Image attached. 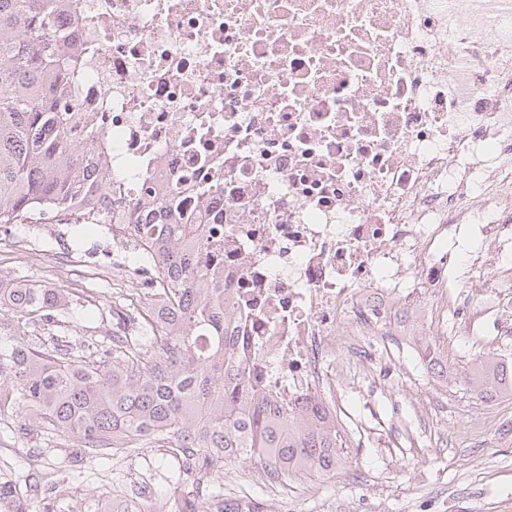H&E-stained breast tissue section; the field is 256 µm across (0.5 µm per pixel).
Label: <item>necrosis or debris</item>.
Instances as JSON below:
<instances>
[{
  "label": "necrosis or debris",
  "instance_id": "obj_1",
  "mask_svg": "<svg viewBox=\"0 0 512 512\" xmlns=\"http://www.w3.org/2000/svg\"><path fill=\"white\" fill-rule=\"evenodd\" d=\"M66 92L112 141L106 201L224 231L251 378L323 403L325 362L434 298L427 335L512 315V0H77Z\"/></svg>",
  "mask_w": 512,
  "mask_h": 512
}]
</instances>
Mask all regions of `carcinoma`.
I'll return each mask as SVG.
<instances>
[{
  "label": "carcinoma",
  "instance_id": "cac0c4a2",
  "mask_svg": "<svg viewBox=\"0 0 512 512\" xmlns=\"http://www.w3.org/2000/svg\"><path fill=\"white\" fill-rule=\"evenodd\" d=\"M75 2L0 0V224L56 218L79 237L93 226L109 233L114 222L97 202L112 181L107 143L92 129L97 150L71 145L72 121L92 118L67 112L55 89L82 65L53 25L55 10ZM134 223L129 259L156 266L158 288L143 313L112 311L115 323L101 334L105 360L86 353L85 340L55 333L63 319L87 316L63 290L0 279V413H21L16 438L28 440L33 426L66 437L79 448L72 464L166 449L197 485L191 500L171 497L168 512L212 509L201 479L238 458L259 464L273 487L340 466L348 440L336 417L278 403L246 372L207 225L151 202ZM469 382L486 402L512 396V362L478 357ZM0 512H28L17 485L1 477Z\"/></svg>",
  "mask_w": 512,
  "mask_h": 512
}]
</instances>
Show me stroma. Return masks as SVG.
<instances>
[{
	"label": "stroma",
	"mask_w": 512,
	"mask_h": 512,
	"mask_svg": "<svg viewBox=\"0 0 512 512\" xmlns=\"http://www.w3.org/2000/svg\"><path fill=\"white\" fill-rule=\"evenodd\" d=\"M62 224H0V278L65 290L81 304L111 302L131 279L154 280L155 270L96 272L90 256L112 259V237L90 234L75 241ZM464 335L440 336L448 377L435 384L418 351L390 328L368 338L383 369L369 372L336 359V415L351 433L346 457L334 475H303L273 497L253 462L235 460L221 477L206 480L215 501L236 498L254 512H512V396L482 401L464 376L482 354L512 355V329L469 313ZM14 418L0 416V475L19 485L29 512H123L137 501L144 512H166L172 494L193 496L172 456L154 448L112 459L84 460L67 439L28 443L12 435ZM122 487V497L112 494Z\"/></svg>",
	"instance_id": "35a3bbf8"
}]
</instances>
